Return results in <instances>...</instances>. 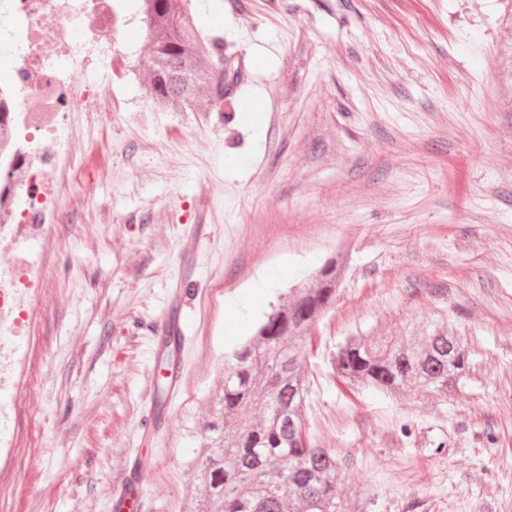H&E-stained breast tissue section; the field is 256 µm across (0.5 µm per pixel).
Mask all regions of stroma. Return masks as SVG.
Instances as JSON below:
<instances>
[{
    "label": "stroma",
    "instance_id": "obj_1",
    "mask_svg": "<svg viewBox=\"0 0 512 512\" xmlns=\"http://www.w3.org/2000/svg\"><path fill=\"white\" fill-rule=\"evenodd\" d=\"M199 27L263 110L154 107L129 33L105 116L76 122L112 169L62 204L26 333L0 332L20 355L0 512H112L131 466L138 512H185L225 355L339 252L303 342L305 432L349 459L347 512H512V0H212ZM434 314L470 361L446 402L342 383L347 337Z\"/></svg>",
    "mask_w": 512,
    "mask_h": 512
}]
</instances>
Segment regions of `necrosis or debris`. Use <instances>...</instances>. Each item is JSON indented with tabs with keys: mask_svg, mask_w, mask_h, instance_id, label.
I'll return each mask as SVG.
<instances>
[{
	"mask_svg": "<svg viewBox=\"0 0 512 512\" xmlns=\"http://www.w3.org/2000/svg\"><path fill=\"white\" fill-rule=\"evenodd\" d=\"M127 0H0V330L26 331L44 288L41 245L77 178L74 115L99 90L129 31Z\"/></svg>",
	"mask_w": 512,
	"mask_h": 512,
	"instance_id": "necrosis-or-debris-1",
	"label": "necrosis or debris"
}]
</instances>
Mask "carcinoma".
<instances>
[{
  "instance_id": "1",
  "label": "carcinoma",
  "mask_w": 512,
  "mask_h": 512,
  "mask_svg": "<svg viewBox=\"0 0 512 512\" xmlns=\"http://www.w3.org/2000/svg\"><path fill=\"white\" fill-rule=\"evenodd\" d=\"M152 48L147 91L159 102L190 109L202 96L224 97V72L201 67L224 46L205 44L183 0H144ZM337 260L328 259L309 288L271 311L246 343L224 357V394L206 425V444L192 460L198 481L191 512H345V461L304 440L308 386L302 343L336 301ZM336 373L387 394L409 388L437 400L470 374L463 338L440 317L423 322L418 344L396 338H352L333 358Z\"/></svg>"
}]
</instances>
